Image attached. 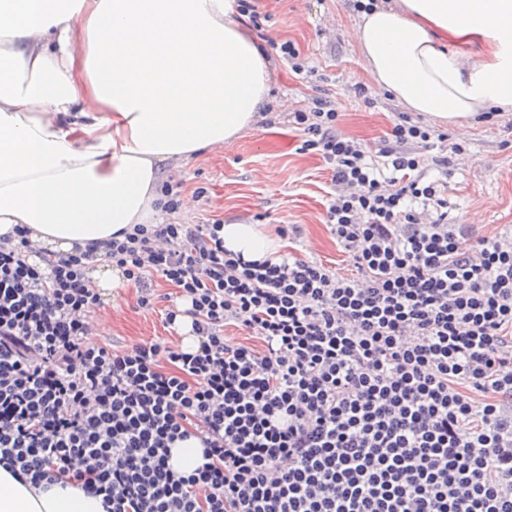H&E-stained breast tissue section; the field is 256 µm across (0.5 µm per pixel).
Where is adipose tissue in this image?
<instances>
[{
	"label": "adipose tissue",
	"instance_id": "ef3b65f1",
	"mask_svg": "<svg viewBox=\"0 0 512 512\" xmlns=\"http://www.w3.org/2000/svg\"><path fill=\"white\" fill-rule=\"evenodd\" d=\"M232 0H0V237L48 250L143 223L170 163L255 123L271 72ZM355 40L365 72L411 111L451 125L512 110V0H377ZM245 259L280 243L224 227ZM0 512H105L72 487L36 492L0 468Z\"/></svg>",
	"mask_w": 512,
	"mask_h": 512
}]
</instances>
